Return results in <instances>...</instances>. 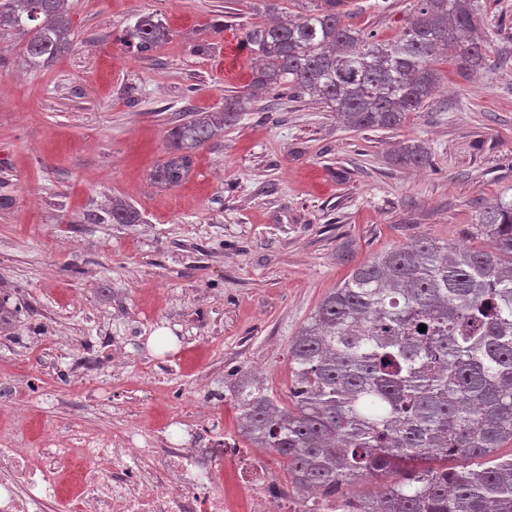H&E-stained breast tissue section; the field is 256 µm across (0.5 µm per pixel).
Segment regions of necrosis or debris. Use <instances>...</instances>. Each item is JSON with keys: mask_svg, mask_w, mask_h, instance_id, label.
I'll return each instance as SVG.
<instances>
[{"mask_svg": "<svg viewBox=\"0 0 512 512\" xmlns=\"http://www.w3.org/2000/svg\"><path fill=\"white\" fill-rule=\"evenodd\" d=\"M240 461L244 492L230 499L214 489L224 468L217 437L204 448L137 445L128 434L81 448L46 438L37 448H0V512H58L66 502L79 512H312L261 461Z\"/></svg>", "mask_w": 512, "mask_h": 512, "instance_id": "4bbe7bcc", "label": "necrosis or debris"}]
</instances>
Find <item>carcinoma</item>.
Masks as SVG:
<instances>
[{"instance_id": "carcinoma-1", "label": "carcinoma", "mask_w": 512, "mask_h": 512, "mask_svg": "<svg viewBox=\"0 0 512 512\" xmlns=\"http://www.w3.org/2000/svg\"><path fill=\"white\" fill-rule=\"evenodd\" d=\"M340 2L250 26L245 46L261 62L252 87L317 98L351 128L391 130L430 98L435 59L451 51L465 71L486 65L475 0H416L389 41L350 27ZM1 27L23 36L27 68L73 47L68 0H0ZM168 36L161 19L144 14L119 42L143 56ZM243 112L230 95L222 110L172 126L151 179L181 185L198 148ZM402 158L423 164L428 152L411 144ZM88 219L137 224L141 214L115 202ZM473 229L489 248L420 237L326 294L288 348L289 407L238 371L239 433L285 461L293 488L336 496L350 512H512V453L498 454L512 445V202L488 206ZM454 458L471 467L448 468ZM390 471L397 478L378 497L346 494Z\"/></svg>"}]
</instances>
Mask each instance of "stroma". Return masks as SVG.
I'll return each mask as SVG.
<instances>
[{"mask_svg": "<svg viewBox=\"0 0 512 512\" xmlns=\"http://www.w3.org/2000/svg\"><path fill=\"white\" fill-rule=\"evenodd\" d=\"M490 37L484 69L440 82L394 130H352L326 105L251 96L247 27L263 0H69L71 51L22 70L0 30V444L71 447L139 429L163 440L171 414L190 431L223 415L236 447L237 370L287 401L288 346L360 263L427 236L487 246L472 226L512 201V0H477ZM416 0H345L344 20L397 36ZM170 31L150 56L118 42L138 15ZM222 31H214L216 19ZM207 53H196L200 41ZM250 95L238 125L195 154L180 186L155 185L166 132L185 111ZM426 164L400 159L404 144ZM138 224H90L112 200Z\"/></svg>", "mask_w": 512, "mask_h": 512, "instance_id": "1", "label": "stroma"}]
</instances>
